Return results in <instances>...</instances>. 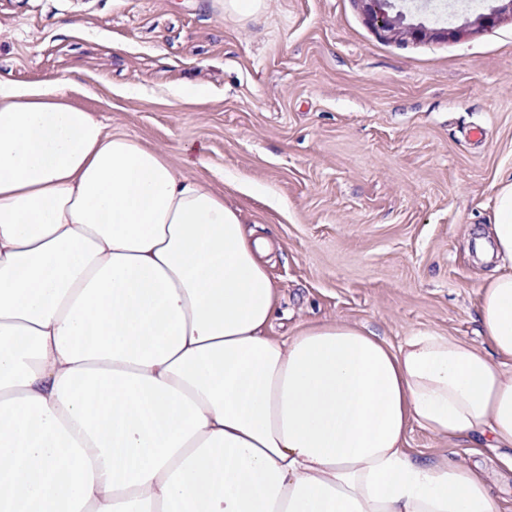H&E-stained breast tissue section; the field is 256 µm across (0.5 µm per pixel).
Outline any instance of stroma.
I'll list each match as a JSON object with an SVG mask.
<instances>
[{
  "instance_id": "35a3bbf8",
  "label": "stroma",
  "mask_w": 512,
  "mask_h": 512,
  "mask_svg": "<svg viewBox=\"0 0 512 512\" xmlns=\"http://www.w3.org/2000/svg\"><path fill=\"white\" fill-rule=\"evenodd\" d=\"M406 0L384 36L360 0H0V80L67 79L70 102L157 150L271 244L272 333L342 319L390 343L477 340L467 240L512 177V16ZM215 6L223 11L236 13L242 16H252L258 13L263 0H212Z\"/></svg>"
}]
</instances>
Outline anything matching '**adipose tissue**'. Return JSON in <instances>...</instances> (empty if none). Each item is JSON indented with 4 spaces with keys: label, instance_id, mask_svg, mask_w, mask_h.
I'll list each match as a JSON object with an SVG mask.
<instances>
[{
    "label": "adipose tissue",
    "instance_id": "1",
    "mask_svg": "<svg viewBox=\"0 0 512 512\" xmlns=\"http://www.w3.org/2000/svg\"><path fill=\"white\" fill-rule=\"evenodd\" d=\"M0 80V512H506L512 180L478 254L484 346L331 320L270 335L266 238L159 151ZM407 448H412L416 453H421L425 456L438 457L440 455H448L454 453V457L466 464H474L479 462L482 466H485L492 474L493 479V490L495 494L504 498L510 507L512 512V477L511 473L502 472L495 462H491L488 459L484 460L481 457L472 456L469 453V448H462L463 445L458 446L460 448H449L448 444L437 441L431 437L425 430L412 425L411 429L407 433ZM496 472V473H493ZM502 473V475H500Z\"/></svg>",
    "mask_w": 512,
    "mask_h": 512
}]
</instances>
